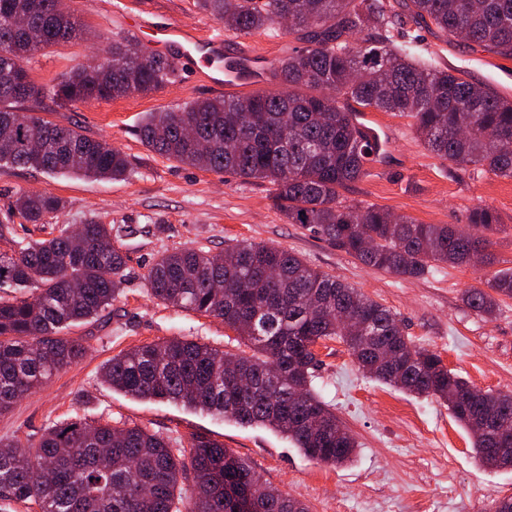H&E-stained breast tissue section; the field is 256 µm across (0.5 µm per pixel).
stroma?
Returning a JSON list of instances; mask_svg holds the SVG:
<instances>
[{
  "instance_id": "35a3bbf8",
  "label": "stroma",
  "mask_w": 512,
  "mask_h": 512,
  "mask_svg": "<svg viewBox=\"0 0 512 512\" xmlns=\"http://www.w3.org/2000/svg\"><path fill=\"white\" fill-rule=\"evenodd\" d=\"M62 5L84 31L31 58L29 74L41 86L95 62L140 16L224 33L229 44L251 45L271 62L299 44L297 34L280 25L245 36L225 32L196 0H62ZM414 51L435 67L512 97V58L427 29L417 31ZM215 95V89L181 71L174 83L147 95L66 108L48 99L24 104V112L78 125L88 137L112 144L128 156L131 170L121 181H90L0 166V212L23 192L65 199L58 223L76 227L93 220L114 226L112 245L126 258L128 280L106 311L69 330V337L84 346L83 357L0 415V441L24 444L76 416L115 427L135 424L184 444L196 435L221 442L263 481L304 500L311 512H492L498 498L512 496V470L480 466L469 433L451 418L446 404L370 378L341 341H322L315 348L314 386L357 443L353 460L337 468L310 460L269 428L243 426L174 402L133 398L103 382L108 359L146 343L186 337L222 351H242L221 319L164 305L149 294L143 276L163 251L192 247L219 253L248 241L297 253L383 304L401 319L408 336L476 387L512 390V299H504L492 319L467 308L461 293L478 284L474 268L442 264L420 279L369 269L310 228L288 223L272 204L271 184L185 166L141 144L138 130L145 113ZM361 120L380 137L384 154L347 190V199L425 224L463 226L472 209L489 207L501 224L492 237V268H512V179L435 156L409 117L367 109Z\"/></svg>"
}]
</instances>
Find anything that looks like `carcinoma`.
I'll return each mask as SVG.
<instances>
[{"label":"carcinoma","mask_w":512,"mask_h":512,"mask_svg":"<svg viewBox=\"0 0 512 512\" xmlns=\"http://www.w3.org/2000/svg\"><path fill=\"white\" fill-rule=\"evenodd\" d=\"M236 35L282 22L304 46L278 59L271 76L286 91L196 99L159 115L148 112L142 143L169 160L244 179L267 181L290 224H303L361 264L420 279L439 263L490 258L498 217L475 209L470 228L396 218L350 203L341 191L381 156L377 135L358 120L364 109L414 119L438 157L512 179V99L448 69L414 61L411 34L387 0H197ZM409 19L433 25L512 58V0H404ZM350 32L364 35L350 43ZM77 23L57 0H0V164L122 179L126 154L75 127L60 126L18 105L50 98L61 105L149 94L175 81L160 55L141 58L114 41L100 62L82 65L51 87L36 85L25 63L66 43ZM191 127L194 136L185 133ZM66 202L21 193L0 221V414L77 362L83 345L61 332L105 311L121 294L126 262L112 248V225H82L76 248L69 225L50 238L11 237L14 216L44 224ZM145 281L156 300L220 318L251 353L231 354L183 337L137 346L109 359L102 378L115 390L180 402L242 425L269 426L308 458L343 465L356 441L314 388L315 346L340 340L376 380L446 403L473 439L483 467L512 468V392L482 390L452 372L439 354L405 334L397 317L349 283L286 249L249 242L225 253L176 249L161 254ZM512 298V269L463 290V303L493 317ZM253 372L254 387L237 375ZM191 480L187 494L184 481ZM38 503L41 512H310L297 497L268 486L245 459L195 436L190 450L138 426L117 428L81 418L45 429L38 440L0 447V502Z\"/></svg>","instance_id":"cac0c4a2"}]
</instances>
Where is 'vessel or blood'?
<instances>
[{"label": "vessel or blood", "mask_w": 512, "mask_h": 512, "mask_svg": "<svg viewBox=\"0 0 512 512\" xmlns=\"http://www.w3.org/2000/svg\"><path fill=\"white\" fill-rule=\"evenodd\" d=\"M159 50L183 66H191L212 87L237 91L265 80L267 69L257 67L253 53L244 47L228 50L223 35L202 34L171 23L156 29Z\"/></svg>", "instance_id": "obj_1"}]
</instances>
